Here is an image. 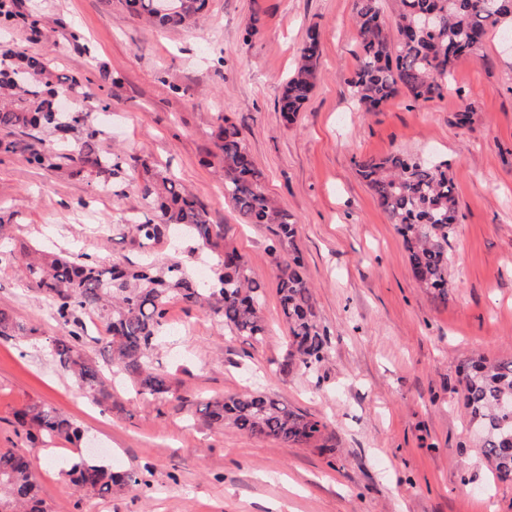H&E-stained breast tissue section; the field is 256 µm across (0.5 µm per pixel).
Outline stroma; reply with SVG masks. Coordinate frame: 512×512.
Instances as JSON below:
<instances>
[{
    "label": "stroma",
    "mask_w": 512,
    "mask_h": 512,
    "mask_svg": "<svg viewBox=\"0 0 512 512\" xmlns=\"http://www.w3.org/2000/svg\"><path fill=\"white\" fill-rule=\"evenodd\" d=\"M51 23L0 28V43L51 51L82 82L71 105L104 129L100 146L142 156L186 186L265 286L267 333L225 331L197 308L171 304V344L159 351L174 397L113 387L94 402L52 360L62 326L31 290L21 244L86 253L104 265L138 262L123 225L136 184L96 192L25 155H0V308L37 326L38 339L0 336V451L27 447L13 414L39 400L83 432L44 447L34 467L48 512H512V480L479 450L463 404L470 357L512 358V53L489 33L480 58L459 63L443 98L399 96L377 112L350 97L357 64L354 0H208L203 22L158 30L120 0H18ZM321 37L315 88L286 121L276 98L309 28ZM109 71L112 82L99 79ZM107 99L108 111L94 110ZM473 105L470 125L453 115ZM240 128L265 189L298 224L327 359L315 372L277 371L288 330L279 314L271 236L243 223L210 165L220 116ZM394 152L448 159L459 213L449 239L451 287L433 298L413 278L402 241L356 163ZM261 389L325 425L319 441L283 445L206 426L201 400ZM138 472L134 489L101 498L66 475L85 457Z\"/></svg>",
    "instance_id": "35a3bbf8"
}]
</instances>
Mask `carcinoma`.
Instances as JSON below:
<instances>
[{
    "label": "carcinoma",
    "mask_w": 512,
    "mask_h": 512,
    "mask_svg": "<svg viewBox=\"0 0 512 512\" xmlns=\"http://www.w3.org/2000/svg\"><path fill=\"white\" fill-rule=\"evenodd\" d=\"M127 9L163 29L190 28L207 0H176L159 13L156 0H124ZM389 27L381 0H355L359 43L357 64L347 84L352 99L367 112L398 95L415 102L443 97L457 63L479 56L492 29L512 20V0H396ZM320 35L308 31L300 60L283 84L277 111L292 121L309 100L320 56ZM81 93L73 75L61 73L48 53L29 54L0 44V154H26L28 163L60 175H84L108 190L125 178L136 182L140 207L126 225L130 244L143 253L134 266L103 265L80 254L33 248L24 253L29 286L39 293L53 318L68 330L51 343L52 358L76 385L101 405H112V376L136 393L166 399L174 395L169 373L158 369L152 350L168 330V308L183 302L216 316L233 336L260 342L266 336L264 287L243 255L224 238V225L210 223L195 196L147 160L123 158L99 147L103 130L88 113L58 109L57 96ZM213 132L224 198L246 224H263L272 234L279 313L288 329L279 373L314 372L328 357L330 340L321 328L301 250L297 224L265 191L264 173L255 166L240 128L228 118ZM357 173L378 205L396 225L420 287L448 297V240L458 221L456 183L445 159L394 153L368 158ZM189 237L219 256L203 278L182 260L159 265L153 248ZM97 314L105 326L103 361L86 355L81 315ZM37 328L0 308V336H33ZM464 405L476 423L480 452L500 478L512 477V358L467 361ZM203 420L231 426L285 445L307 444L321 424L263 391L235 394L203 403ZM15 422L35 447L46 441L78 442L82 431L50 406L31 401ZM78 490L105 496L114 488L139 485L133 470L114 472L85 460L68 471ZM0 512H47L22 450L0 452Z\"/></svg>",
    "instance_id": "carcinoma-1"
}]
</instances>
